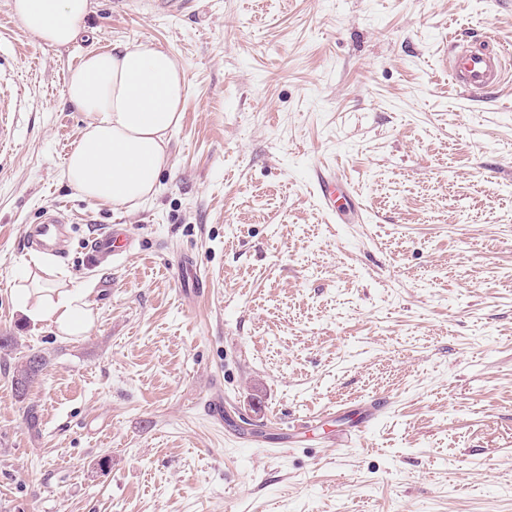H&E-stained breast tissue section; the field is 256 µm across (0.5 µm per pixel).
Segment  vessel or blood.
<instances>
[{"label": "vessel or blood", "instance_id": "b4317fda", "mask_svg": "<svg viewBox=\"0 0 512 512\" xmlns=\"http://www.w3.org/2000/svg\"><path fill=\"white\" fill-rule=\"evenodd\" d=\"M512 65L506 60L503 48L483 38L475 41L453 39L448 50V72L453 83L463 94L473 96L490 90H497L507 82ZM311 182L320 206L328 213H335L333 193L340 180L335 169L315 168ZM64 220L63 208H56L53 215L40 224L29 228L26 243L29 247L46 250L57 256H64L61 224ZM133 245L132 236L127 231L110 226L90 238L88 248L99 261L118 260ZM178 281L190 288L193 296H200L207 284V278L199 265L190 260H181L175 268Z\"/></svg>", "mask_w": 512, "mask_h": 512}]
</instances>
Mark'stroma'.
I'll return each mask as SVG.
<instances>
[{"label":"stroma","mask_w":512,"mask_h":512,"mask_svg":"<svg viewBox=\"0 0 512 512\" xmlns=\"http://www.w3.org/2000/svg\"><path fill=\"white\" fill-rule=\"evenodd\" d=\"M453 35L512 49V0H93L66 48L0 0V96L17 100L0 512H512V86L455 91ZM133 40L171 52L188 95L157 194L126 210L62 177L83 128L65 81ZM322 163L363 223L321 211ZM55 204L68 252L50 266L93 312L77 337L13 295ZM113 224L134 246L96 264L87 241ZM185 255L202 299L172 274ZM31 353L48 364L21 400L14 360Z\"/></svg>","instance_id":"1"}]
</instances>
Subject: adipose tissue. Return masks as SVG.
<instances>
[{
    "label": "adipose tissue",
    "instance_id": "obj_1",
    "mask_svg": "<svg viewBox=\"0 0 512 512\" xmlns=\"http://www.w3.org/2000/svg\"><path fill=\"white\" fill-rule=\"evenodd\" d=\"M13 10L27 33L63 48L86 32L91 0H13ZM65 95L84 123L63 170L69 185L90 200L130 209L152 199L187 95L175 56L149 41L88 52L70 70ZM14 298L30 321L60 335H82L92 324L81 289L18 288Z\"/></svg>",
    "mask_w": 512,
    "mask_h": 512
}]
</instances>
